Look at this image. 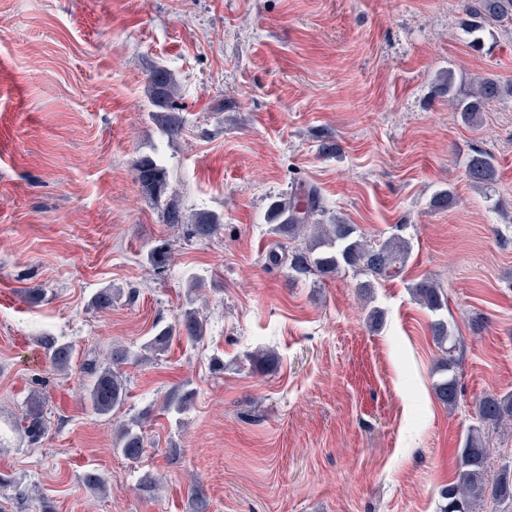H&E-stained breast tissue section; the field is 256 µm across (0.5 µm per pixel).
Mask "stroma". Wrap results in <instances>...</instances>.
<instances>
[{"instance_id":"stroma-1","label":"stroma","mask_w":512,"mask_h":512,"mask_svg":"<svg viewBox=\"0 0 512 512\" xmlns=\"http://www.w3.org/2000/svg\"><path fill=\"white\" fill-rule=\"evenodd\" d=\"M466 21L462 0H0V512L43 497L55 512H195L194 485L205 512H438L472 407L512 392V96L468 124L438 90L450 72L512 82V23L478 53ZM153 64L178 86L174 141L152 118ZM478 150L497 161L488 187L466 177ZM142 156L167 166L162 200L134 180ZM302 184L368 239L407 238L402 274L366 293L354 268L297 279L270 264L268 205ZM168 203L223 228L167 226ZM159 239L173 259L157 270ZM425 278L441 312L411 294ZM105 288L117 297L94 308ZM189 307L203 340L122 365L124 409L96 414L84 362L139 349ZM439 317L463 339L452 412L433 390ZM44 335L73 346L67 371ZM259 349L274 362H253ZM181 385L192 404L165 412ZM35 392L50 429L30 447L15 424ZM140 415L132 462L114 427ZM148 473L156 492L139 489ZM186 216L182 209L170 206L164 213V224H189L192 237L210 239L217 236L223 227V219L212 211H199L192 217L191 223H186Z\"/></svg>"}]
</instances>
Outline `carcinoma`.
<instances>
[{
	"mask_svg": "<svg viewBox=\"0 0 512 512\" xmlns=\"http://www.w3.org/2000/svg\"><path fill=\"white\" fill-rule=\"evenodd\" d=\"M464 9L470 17L469 33L473 35L471 47L478 51L482 47L481 33L495 22H512V0H464ZM148 83L150 93L163 111L155 113V120L164 134L171 140L179 138L185 128L182 113L174 104L177 85L169 72L160 66H152ZM512 93V86L505 89L496 80L481 78L472 82L469 90L459 94L453 79H448V94L456 99L457 109L462 118L471 122L476 119L483 105L498 98L503 91ZM134 178L141 189L152 197L165 192L167 172L161 162L153 157L138 159L133 166ZM467 176L476 186H488L497 179V168L493 157L476 151L467 163ZM325 212L322 197L317 187L303 185L284 197L272 201L268 207L269 222L273 224V233L287 239H306L308 244L288 255L276 250L269 253L271 263L288 259V269L299 277L317 271L323 275L337 272L341 267H359L375 279L386 280L397 276L403 269L409 256V242L392 236L376 244L358 232L353 224H344L334 220L329 224L322 222L319 216ZM223 227V219L212 211H199L192 217L190 234L201 239L217 236ZM169 243L162 242L147 254L152 266H164L170 261ZM415 298L432 312L441 310L444 296L441 289L429 280H422L412 288ZM435 341L446 347L448 359L442 362L443 370L449 375L441 378L434 386L439 402L453 411L458 407L460 391L455 375L451 371L458 365L461 339L453 335L448 322L435 320L431 325ZM204 322L198 311L186 308L172 323L157 324L154 334L142 346L134 351L123 347L112 350V362L116 364L128 360L135 362L146 359L144 353L159 355L165 352L172 340L179 336L197 342L203 339ZM50 362L62 370L71 363V347L60 343L50 335L41 338ZM91 380L85 386V400L98 413H118L127 398L126 379L113 367L90 366ZM194 392L184 387L172 390L166 397L163 408L168 412L180 414L187 409ZM476 422L466 430L463 444L458 448L456 471L453 479L439 490L441 504L439 512H457L455 505L464 507L465 512H480L486 501L497 505L512 500V462L502 464L495 473L489 471V459L495 448L489 443V429L512 430V393L504 395L488 393L475 405ZM24 425L20 431L31 445L38 444L47 432L44 403L38 396L29 398L26 404ZM141 422L136 418L120 424L116 429L115 450L126 459L135 461L144 451V438L140 431Z\"/></svg>",
	"mask_w": 512,
	"mask_h": 512,
	"instance_id": "obj_1",
	"label": "carcinoma"
}]
</instances>
